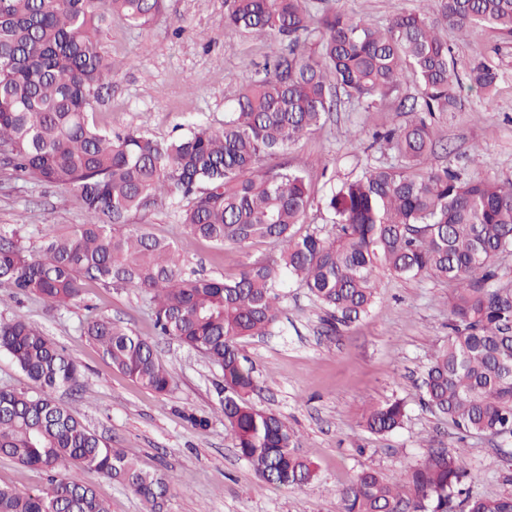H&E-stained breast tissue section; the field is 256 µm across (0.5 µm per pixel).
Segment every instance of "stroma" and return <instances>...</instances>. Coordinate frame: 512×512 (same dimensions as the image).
Returning <instances> with one entry per match:
<instances>
[{
  "mask_svg": "<svg viewBox=\"0 0 512 512\" xmlns=\"http://www.w3.org/2000/svg\"><path fill=\"white\" fill-rule=\"evenodd\" d=\"M308 4L315 13L332 8L383 26L418 8L420 0ZM225 9V0H166L165 19L150 29L113 17L99 37L101 51L112 60L111 82L94 104L99 125L116 131L143 129L162 141L187 135L198 121L222 128L247 77L282 48L280 42L226 27ZM442 35L461 74L476 53L498 47L493 60L500 80L491 101L464 87L457 91L460 108L436 115L444 147L431 163L512 183V40L497 45L481 32L461 38L447 29ZM418 94L408 81L384 111L341 105L321 130L283 153V160L301 169L310 183L311 207L299 233L333 235L325 219L332 183L392 160L390 154L369 148L367 140L355 138L354 130L404 124L407 116L397 104ZM84 220L74 193L0 166V228H19L32 255L40 253L44 226L67 236ZM143 222L154 235L176 243L188 268L216 278L235 276L242 264L279 251L268 243L218 247L187 234L175 204L153 210ZM283 293L280 321L268 335L242 341L239 349L245 365L254 370L252 402L287 421L317 471L316 479L302 487L274 488L254 476L219 410V368L174 338L158 335L148 300L139 290L92 285L81 301L58 306L36 297L17 302L0 288V317L20 316L37 324L78 362L81 390H58L57 399L96 433L129 449L141 467L168 475L172 492L164 512H343L338 491L364 467L404 482L432 440L459 446L478 475L477 493L489 498L512 493V447L476 438L457 444L447 421L421 404V377L448 336V284L424 275L380 274L379 298L369 314L335 332L323 324L322 308L307 289L290 283ZM92 314L110 316L154 342L173 377L171 392L152 393L115 372L83 333L82 324ZM394 399L406 404L403 427L386 435L370 433L364 425L367 412ZM185 409L208 416L209 426L199 430L187 424L181 416Z\"/></svg>",
  "mask_w": 512,
  "mask_h": 512,
  "instance_id": "35a3bbf8",
  "label": "stroma"
}]
</instances>
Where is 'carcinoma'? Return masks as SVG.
<instances>
[{"label": "carcinoma", "mask_w": 512, "mask_h": 512, "mask_svg": "<svg viewBox=\"0 0 512 512\" xmlns=\"http://www.w3.org/2000/svg\"><path fill=\"white\" fill-rule=\"evenodd\" d=\"M423 2L461 37L480 29L512 38V0ZM226 3L224 25L287 48L245 81L223 128L198 124L160 141L108 132L90 116L112 77V61L98 48L102 26L119 14L147 27L164 14V0H0V162L73 191L86 215L67 237L45 227L38 258L16 230L0 231V288L56 305L82 299L93 283L140 289L161 335L220 367L215 390L235 447L261 481L281 487L303 486L316 470L288 424L250 401L255 380L238 342L279 321L288 281L306 288L333 326L367 314L379 272L427 275L450 294L448 339L423 376L422 404L448 419L461 441L512 440V285L499 282L497 265L512 251V184L428 166L438 142L434 115L456 104L447 41L421 9L380 27L333 9L314 15L307 0ZM499 77L483 53L468 74L488 100ZM407 78L420 96L399 109L413 118L372 134V145L387 146L395 162L331 189L334 237L299 234L308 183L288 163L265 161L320 129L344 99L380 111ZM182 200L189 234L220 247L273 242L280 253L232 278L186 273L174 241L130 227L132 217ZM83 333L119 374L156 394L170 391L171 375L148 340L102 315L86 319ZM0 352L31 381L27 389H0V456L49 474L36 490L0 487V512H108L85 479L94 473L130 487L146 512H163L167 475L141 468L52 397L80 385L74 359L19 317L0 319ZM405 416L396 399L375 406L365 425L388 434ZM476 481L460 451L430 445L406 474L411 493L367 467L339 496L343 512H512L511 495L488 499L473 492Z\"/></svg>", "instance_id": "cac0c4a2"}]
</instances>
